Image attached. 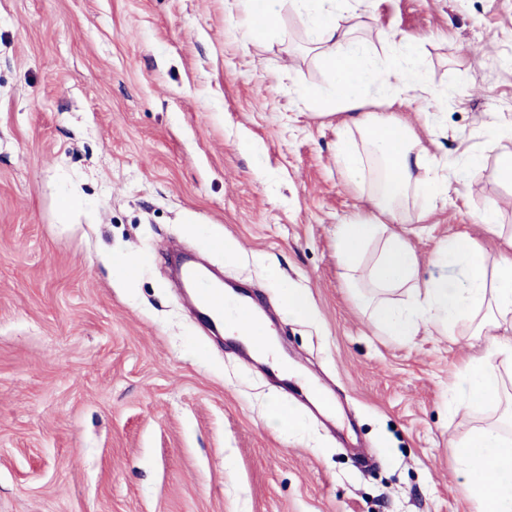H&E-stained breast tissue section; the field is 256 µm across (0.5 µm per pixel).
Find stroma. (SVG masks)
I'll use <instances>...</instances> for the list:
<instances>
[{
    "label": "stroma",
    "instance_id": "stroma-1",
    "mask_svg": "<svg viewBox=\"0 0 512 512\" xmlns=\"http://www.w3.org/2000/svg\"><path fill=\"white\" fill-rule=\"evenodd\" d=\"M338 7L375 65L402 59L382 34L403 33L442 92L368 106L465 173L400 227L422 277L460 235L495 259L512 185L484 147L512 120V0ZM284 22L256 39L241 0H0V512H469L453 444L501 413L472 416L453 390L481 342L467 323L406 342L371 325L381 240L357 269L336 259V227L369 193L337 158L350 115L330 110L305 17ZM488 209L500 234L477 222ZM182 249L275 307L281 351L331 396L333 426L300 383L275 386L203 333L170 276ZM288 287L310 316L288 315ZM275 400L298 427L269 424Z\"/></svg>",
    "mask_w": 512,
    "mask_h": 512
}]
</instances>
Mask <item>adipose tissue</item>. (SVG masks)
I'll return each mask as SVG.
<instances>
[{"mask_svg":"<svg viewBox=\"0 0 512 512\" xmlns=\"http://www.w3.org/2000/svg\"><path fill=\"white\" fill-rule=\"evenodd\" d=\"M244 4L260 29L271 32L280 31L285 5L305 11L318 55L336 82L332 109L355 115L356 132L339 138L338 157L352 183L371 179L375 188L368 198L369 216L337 226L336 257L352 267L368 242L384 237L383 250L368 272L378 293L371 306V324L406 339L423 325L450 333L459 323H474L476 335L485 338V352L460 368L458 392L473 414L484 413L501 400V365H512V238L492 263L468 236L451 239L434 251L432 262L441 269L460 268L464 279L452 284L444 277L422 278L414 247L395 227L408 221L402 201L413 184H420L423 194L435 199L447 195L448 179L438 174L416 179V171L429 167L420 140L394 115L366 109L377 91L391 82L407 83L410 68L389 72L374 66L368 45L358 36L359 23L337 11L336 0H244ZM400 289L408 299L399 306L391 294ZM225 324L229 334L240 335L262 358L287 370L274 338L250 315L230 316ZM454 456L471 470L473 512H512V432L499 425L477 428L455 443Z\"/></svg>","mask_w":512,"mask_h":512,"instance_id":"adipose-tissue-1","label":"adipose tissue"}]
</instances>
